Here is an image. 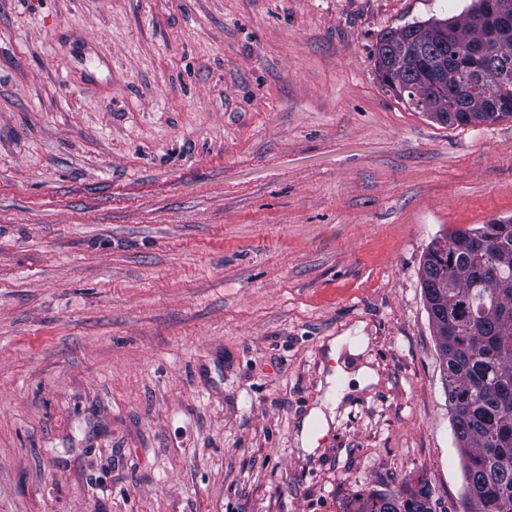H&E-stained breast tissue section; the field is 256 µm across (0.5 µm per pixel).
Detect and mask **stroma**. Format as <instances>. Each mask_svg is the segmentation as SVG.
Returning <instances> with one entry per match:
<instances>
[{"instance_id":"stroma-1","label":"stroma","mask_w":512,"mask_h":512,"mask_svg":"<svg viewBox=\"0 0 512 512\" xmlns=\"http://www.w3.org/2000/svg\"><path fill=\"white\" fill-rule=\"evenodd\" d=\"M472 2L0 0V512H465L420 276L512 217V118L374 49ZM332 365L377 380L308 452ZM343 512H433L429 495L422 488L407 493L372 490L355 496Z\"/></svg>"}]
</instances>
